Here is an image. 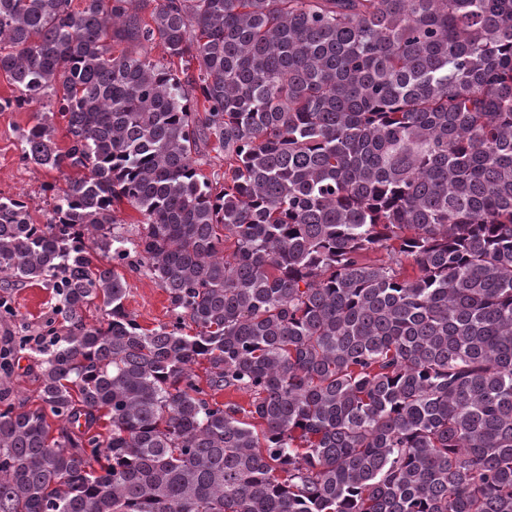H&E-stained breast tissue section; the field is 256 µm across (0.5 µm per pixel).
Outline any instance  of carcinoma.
<instances>
[{"label":"carcinoma","mask_w":512,"mask_h":512,"mask_svg":"<svg viewBox=\"0 0 512 512\" xmlns=\"http://www.w3.org/2000/svg\"><path fill=\"white\" fill-rule=\"evenodd\" d=\"M0 74L65 182L0 198V512H512V0H0ZM117 270L127 284L125 308L143 328L151 329L171 320L167 294L154 279L125 266H118ZM16 289L12 306L17 315V326L18 323L37 326L49 311V291L30 284ZM35 374L30 369V362L26 358H21L15 366L9 370V380L11 387L19 397L34 399L36 396L37 383Z\"/></svg>","instance_id":"carcinoma-1"}]
</instances>
